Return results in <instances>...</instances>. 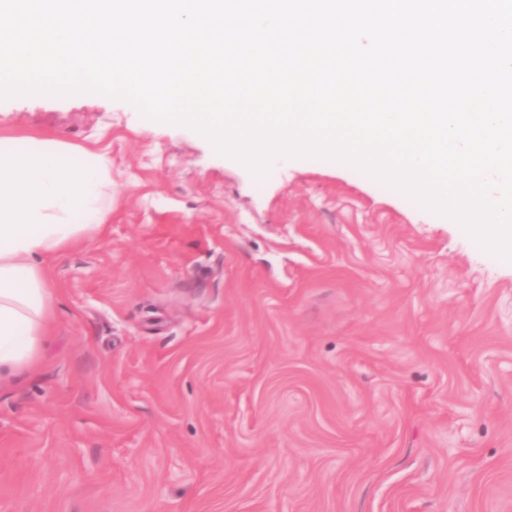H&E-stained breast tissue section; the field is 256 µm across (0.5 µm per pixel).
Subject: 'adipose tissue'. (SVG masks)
I'll return each instance as SVG.
<instances>
[{"label": "adipose tissue", "mask_w": 512, "mask_h": 512, "mask_svg": "<svg viewBox=\"0 0 512 512\" xmlns=\"http://www.w3.org/2000/svg\"><path fill=\"white\" fill-rule=\"evenodd\" d=\"M65 145L32 138L0 154V378L34 365L53 318L47 258L102 227L107 161L62 163Z\"/></svg>", "instance_id": "ef3b65f1"}]
</instances>
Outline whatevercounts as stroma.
<instances>
[{
    "label": "stroma",
    "mask_w": 512,
    "mask_h": 512,
    "mask_svg": "<svg viewBox=\"0 0 512 512\" xmlns=\"http://www.w3.org/2000/svg\"><path fill=\"white\" fill-rule=\"evenodd\" d=\"M109 163L99 235L0 383V512H512V261L356 169L256 177L100 94L0 141Z\"/></svg>",
    "instance_id": "35a3bbf8"
}]
</instances>
